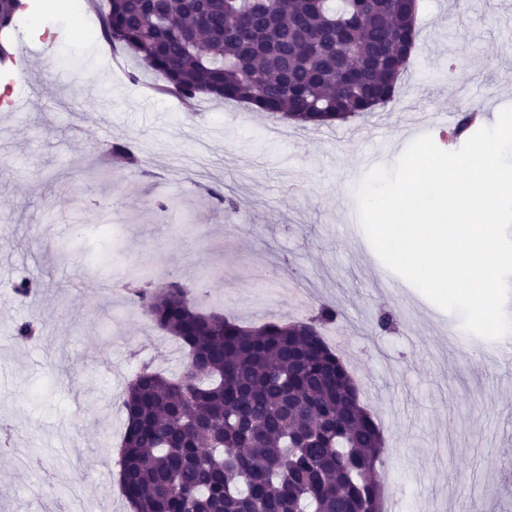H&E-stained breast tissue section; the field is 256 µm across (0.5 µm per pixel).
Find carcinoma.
Masks as SVG:
<instances>
[{
	"label": "carcinoma",
	"mask_w": 512,
	"mask_h": 512,
	"mask_svg": "<svg viewBox=\"0 0 512 512\" xmlns=\"http://www.w3.org/2000/svg\"><path fill=\"white\" fill-rule=\"evenodd\" d=\"M22 0H0V30ZM417 0H108L100 26L168 92L246 103L318 128L392 101L416 46ZM361 65L335 70L341 50ZM230 219L241 203L203 186ZM124 288L174 336L180 376L126 387L120 486L133 512H380L386 453L346 364L307 321L252 327L204 312L181 280ZM340 310L316 307L318 326Z\"/></svg>",
	"instance_id": "carcinoma-1"
}]
</instances>
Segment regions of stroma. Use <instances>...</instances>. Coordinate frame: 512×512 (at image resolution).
<instances>
[{"mask_svg": "<svg viewBox=\"0 0 512 512\" xmlns=\"http://www.w3.org/2000/svg\"><path fill=\"white\" fill-rule=\"evenodd\" d=\"M512 0H420L412 63L391 103L317 130L275 121L244 103L201 96L195 111L150 96L99 52L98 14L55 6L54 55L33 52L28 20L9 35L17 56L0 66V512H130L118 450L124 385L150 363L167 377L181 360L172 337L120 282L128 268L192 282L211 275L216 310L247 325L301 320L297 289L317 288L344 312L340 357L388 449L383 494L393 512H507L512 491V357L466 333L377 257L357 217L368 171L365 131L383 124L393 166L409 129L431 112L485 104L487 124L512 106V48L499 17ZM95 84L96 101L80 97ZM27 95V111L10 100ZM121 140L140 160L116 168ZM246 203L225 219L195 182ZM173 200L164 213L150 202ZM24 277L39 288L14 290ZM395 312L394 330L378 316ZM24 319L40 333L21 343Z\"/></svg>", "mask_w": 512, "mask_h": 512, "instance_id": "stroma-1", "label": "stroma"}]
</instances>
